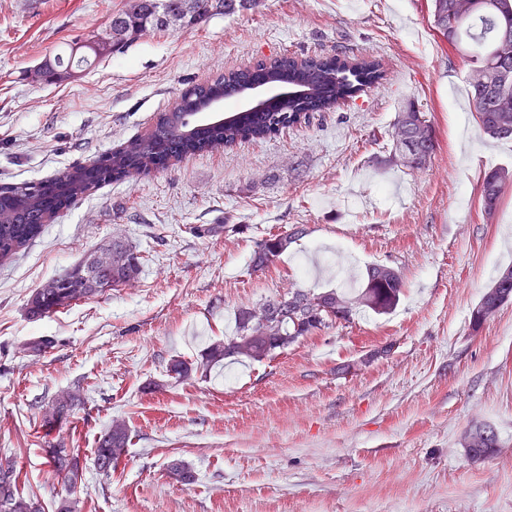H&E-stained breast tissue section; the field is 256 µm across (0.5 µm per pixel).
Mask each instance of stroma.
I'll return each instance as SVG.
<instances>
[{"instance_id":"1","label":"stroma","mask_w":512,"mask_h":512,"mask_svg":"<svg viewBox=\"0 0 512 512\" xmlns=\"http://www.w3.org/2000/svg\"><path fill=\"white\" fill-rule=\"evenodd\" d=\"M129 0H0V185L39 181L146 135L182 89L283 54L371 57L385 78L331 112L118 180L78 199L0 264V462L45 512H512V301L480 328L472 309L512 265V185L492 221L484 173L512 169L467 98L471 63L433 27L431 0H258L194 29L147 33L77 77L44 82L40 63L103 30ZM431 121L427 165L391 161L403 105ZM306 233L263 274L260 240ZM119 237L138 276L33 320L31 292ZM372 263L396 267L397 309H367L263 361L196 369L232 336L238 308L294 288H344ZM43 337L49 347L27 352ZM388 344V356L338 373ZM192 365L178 379L173 361ZM83 402L61 424L56 395ZM130 442L111 476L94 448L112 421ZM489 426L494 454L472 460L466 432ZM75 449L65 485L45 450ZM178 459L189 485L167 476Z\"/></svg>"}]
</instances>
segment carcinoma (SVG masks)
<instances>
[{
  "label": "carcinoma",
  "instance_id": "cac0c4a2",
  "mask_svg": "<svg viewBox=\"0 0 512 512\" xmlns=\"http://www.w3.org/2000/svg\"><path fill=\"white\" fill-rule=\"evenodd\" d=\"M254 4L256 0H131L127 8L112 14L104 30L82 41V55L74 56V47L70 45L68 51L45 60L40 74L47 80H63L70 73L69 66L88 68L151 31L192 29L216 12H233ZM465 4L466 0H433L434 27L449 47L473 63L468 84L473 112L483 132L492 139L512 140V88L504 90L496 83L478 81V76L486 71L512 72V55L495 54L500 40H512V0H476L472 8ZM259 70L266 72L269 81L288 85L292 94L263 112H245L221 124L193 128L190 117L197 114L200 106L224 94L226 86L253 78ZM384 77L376 60L361 59L349 66L334 55H283L268 64L260 62L245 69L228 70L205 84H196L181 95L172 110L159 116L147 135L103 156L96 165H76L46 180L0 186V262L9 260L35 239L61 209L112 178L148 173L189 155L218 146L230 147L242 139L265 138L306 120L312 112L330 110L356 97L364 89L380 84ZM391 138L393 160L408 169L425 166L436 149L432 124L411 106L397 114ZM511 183L512 172L504 168L484 175L479 188L484 219L494 216L505 188ZM303 234L305 229L297 226L289 233L271 234L261 240L251 257V273L263 272ZM111 251V266L97 267L88 256L64 275L32 292L26 301L28 316L48 317L135 279L141 266L138 252L120 239L112 240ZM491 287L494 291L483 294L481 305L502 306L511 301L512 266L503 270ZM402 288L396 268L372 264L366 269L361 291L354 297L334 289L316 292L297 288L258 307L240 308L236 313V334L213 343L200 368L231 357L262 361L276 350L329 326L333 322L329 316L310 318V311L318 306L337 310L347 320L359 306L376 314H387L397 307ZM76 401L78 398L70 395L55 398L45 423L55 424L67 418ZM475 433H484L486 437L475 441L468 454L481 459L497 447L498 436L490 427L479 428ZM128 444L126 424L112 422L96 442L94 460L98 471L111 475L126 456ZM45 455L50 470L63 482L74 487L82 481V468L73 452L54 446L45 449ZM168 475L181 485L195 481L194 471L178 460L168 465ZM18 483L19 472L11 465H0V512H43L40 500L20 492Z\"/></svg>",
  "mask_w": 512,
  "mask_h": 512
}]
</instances>
